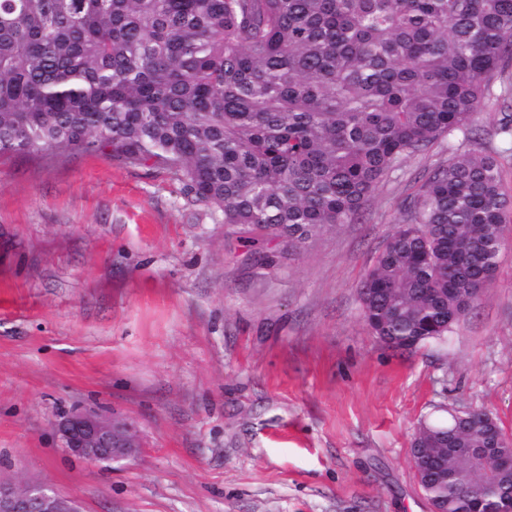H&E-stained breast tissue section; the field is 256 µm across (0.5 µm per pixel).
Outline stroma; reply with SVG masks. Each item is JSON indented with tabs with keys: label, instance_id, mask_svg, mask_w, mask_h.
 <instances>
[{
	"label": "stroma",
	"instance_id": "35a3bbf8",
	"mask_svg": "<svg viewBox=\"0 0 512 512\" xmlns=\"http://www.w3.org/2000/svg\"><path fill=\"white\" fill-rule=\"evenodd\" d=\"M490 107L382 185L361 222L278 257L110 152L0 157V479L80 512H432L421 420L490 412L512 436V225L494 281L446 339L378 342L357 287L424 171L512 138ZM274 263L261 261V254ZM132 424L133 459L91 464L56 419Z\"/></svg>",
	"mask_w": 512,
	"mask_h": 512
}]
</instances>
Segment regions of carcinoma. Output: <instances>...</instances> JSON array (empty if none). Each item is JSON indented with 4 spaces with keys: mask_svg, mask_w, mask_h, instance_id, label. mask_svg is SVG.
I'll use <instances>...</instances> for the list:
<instances>
[{
    "mask_svg": "<svg viewBox=\"0 0 512 512\" xmlns=\"http://www.w3.org/2000/svg\"><path fill=\"white\" fill-rule=\"evenodd\" d=\"M511 61L512 0H0V155L109 148L223 224L300 249L466 131ZM511 222L499 153L430 168L360 283L372 335L394 350L447 336ZM483 415L415 433L416 474L447 512L512 497V472L486 481L470 463L512 448Z\"/></svg>",
    "mask_w": 512,
    "mask_h": 512,
    "instance_id": "carcinoma-1",
    "label": "carcinoma"
}]
</instances>
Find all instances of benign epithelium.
<instances>
[{
  "label": "benign epithelium",
  "mask_w": 512,
  "mask_h": 512,
  "mask_svg": "<svg viewBox=\"0 0 512 512\" xmlns=\"http://www.w3.org/2000/svg\"><path fill=\"white\" fill-rule=\"evenodd\" d=\"M54 428L65 453L88 463L121 462L137 452L128 423L93 410L67 412L55 421ZM472 457L481 463L483 472L512 468V455L475 448ZM0 512H77V506L44 485L0 480Z\"/></svg>",
  "instance_id": "obj_1"
}]
</instances>
